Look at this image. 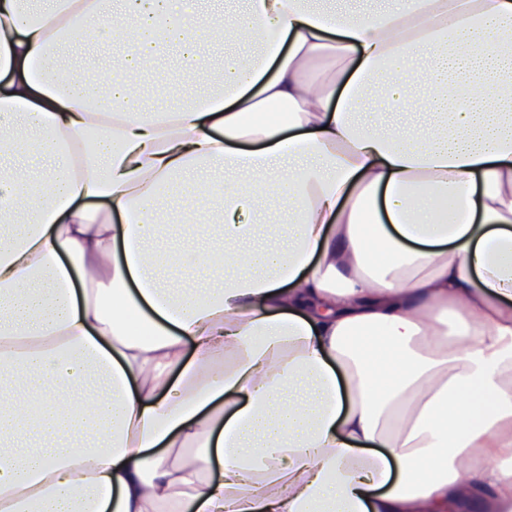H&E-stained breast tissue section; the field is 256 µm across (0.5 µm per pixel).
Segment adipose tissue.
Wrapping results in <instances>:
<instances>
[{"instance_id":"obj_1","label":"adipose tissue","mask_w":512,"mask_h":512,"mask_svg":"<svg viewBox=\"0 0 512 512\" xmlns=\"http://www.w3.org/2000/svg\"><path fill=\"white\" fill-rule=\"evenodd\" d=\"M48 2L0 0V512H512V0ZM88 34L122 76L57 74ZM162 185L218 248L155 249Z\"/></svg>"}]
</instances>
